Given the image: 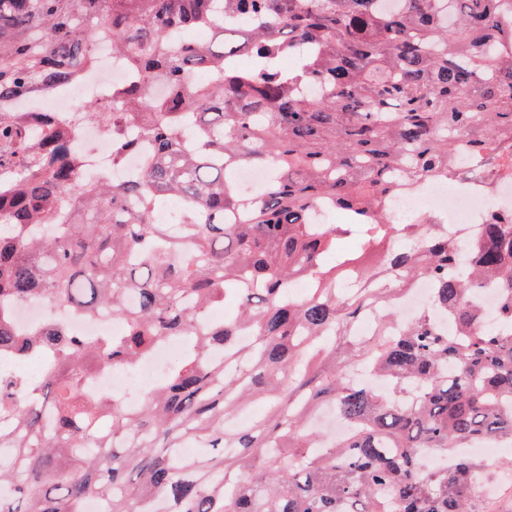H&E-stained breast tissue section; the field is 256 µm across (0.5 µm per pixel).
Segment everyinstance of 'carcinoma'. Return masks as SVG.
Here are the masks:
<instances>
[{"instance_id":"cac0c4a2","label":"carcinoma","mask_w":512,"mask_h":512,"mask_svg":"<svg viewBox=\"0 0 512 512\" xmlns=\"http://www.w3.org/2000/svg\"><path fill=\"white\" fill-rule=\"evenodd\" d=\"M505 10L0 0V103L73 81L105 30L139 79L84 112L112 136V166L143 155L136 178L83 183L51 116L0 106V355L58 354L40 382L0 367V512H85L89 497L104 512H497L478 488L493 464L458 449L512 442V213L465 245L464 265L447 235L397 223L387 201L448 175L460 149L491 163L512 153ZM167 31L186 39L174 47ZM190 117L199 134L185 143ZM240 165L272 170L253 200L229 183ZM173 199L176 230L154 222ZM324 201L346 223L314 222ZM403 235L419 246L393 247ZM349 236L355 255L337 250ZM349 272L362 285L344 293ZM421 278L458 333L429 314L394 333L391 308ZM485 281L500 289L496 328L471 300ZM34 299L117 317L124 332L22 333L5 304ZM227 301L224 321L201 325ZM375 307L374 331L357 335ZM175 337L182 361L139 407L90 394L91 372L133 368ZM358 364L384 386L352 383ZM260 400L265 415L226 425ZM325 405L354 424L341 440L310 426ZM426 450L452 466L423 468Z\"/></svg>"}]
</instances>
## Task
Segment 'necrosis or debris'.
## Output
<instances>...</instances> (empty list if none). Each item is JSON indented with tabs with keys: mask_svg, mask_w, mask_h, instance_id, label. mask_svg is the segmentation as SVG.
<instances>
[{
	"mask_svg": "<svg viewBox=\"0 0 512 512\" xmlns=\"http://www.w3.org/2000/svg\"><path fill=\"white\" fill-rule=\"evenodd\" d=\"M133 76L129 59L113 48L109 38L103 37L97 42L93 68L74 83L21 104L22 109L31 112L51 113L59 124L67 127L71 150L80 161L81 181L126 180L141 169V158L137 155L131 156L124 166L113 167L109 134L100 125L79 118L85 101H110L113 85L127 82ZM452 165L457 169L455 175L425 185L422 194L395 198L390 212L396 219L403 220L422 209H430L442 231L447 233L449 242L461 247L481 238L494 215L512 210V155L505 157L498 167L489 168L472 154L458 152ZM12 312L20 330L57 321L66 323L78 336L117 335L122 331L121 323L111 317L83 318L59 303L47 305L28 301L14 305ZM177 349L175 342H167L135 369L98 370L89 376L87 385L100 394H117L127 407H136L138 382L159 377Z\"/></svg>",
	"mask_w": 512,
	"mask_h": 512,
	"instance_id": "4bbe7bcc",
	"label": "necrosis or debris"
}]
</instances>
